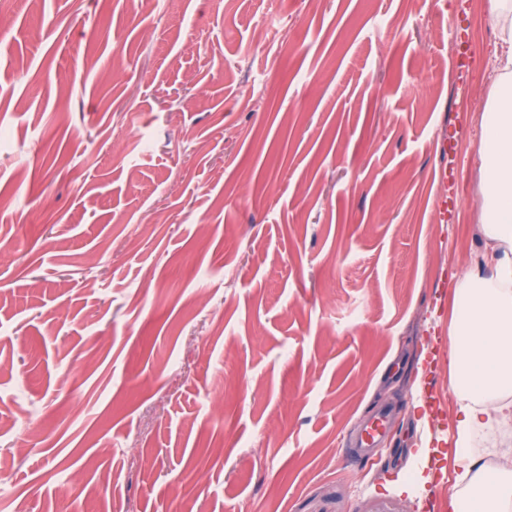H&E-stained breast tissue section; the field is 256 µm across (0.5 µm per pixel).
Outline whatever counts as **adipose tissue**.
<instances>
[{
    "instance_id": "obj_1",
    "label": "adipose tissue",
    "mask_w": 512,
    "mask_h": 512,
    "mask_svg": "<svg viewBox=\"0 0 512 512\" xmlns=\"http://www.w3.org/2000/svg\"><path fill=\"white\" fill-rule=\"evenodd\" d=\"M504 52L483 105L478 173L483 252L453 290L448 372L458 420L448 455L476 478L474 434L512 420V0H491Z\"/></svg>"
}]
</instances>
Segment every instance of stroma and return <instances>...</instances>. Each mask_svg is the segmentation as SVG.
<instances>
[{
  "label": "stroma",
  "instance_id": "stroma-1",
  "mask_svg": "<svg viewBox=\"0 0 512 512\" xmlns=\"http://www.w3.org/2000/svg\"><path fill=\"white\" fill-rule=\"evenodd\" d=\"M498 49L490 0H0V512L464 496L419 405L452 432ZM388 428L389 420L387 418V414L381 413L377 418H375L371 427L366 430L365 438L360 439V441L355 444L353 448H347L346 452L361 453L374 448L385 435V432Z\"/></svg>",
  "mask_w": 512,
  "mask_h": 512
}]
</instances>
